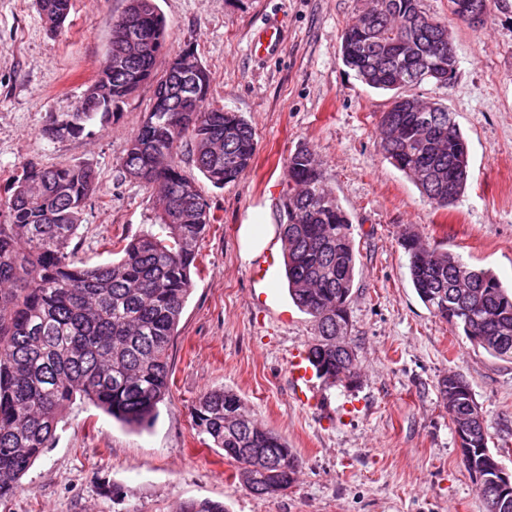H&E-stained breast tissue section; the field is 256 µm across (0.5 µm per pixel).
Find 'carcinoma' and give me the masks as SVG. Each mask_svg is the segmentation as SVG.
I'll return each mask as SVG.
<instances>
[{"mask_svg":"<svg viewBox=\"0 0 512 512\" xmlns=\"http://www.w3.org/2000/svg\"><path fill=\"white\" fill-rule=\"evenodd\" d=\"M50 28L64 25L73 0H38ZM375 16L349 22L342 34L344 65L367 86L391 93L379 120V148L439 208L454 206L469 177L468 146L448 107L398 112L394 100L425 83L448 62L445 22L425 14L420 0H372ZM106 59L87 87L84 111L67 112L44 130L50 138L92 133L117 118L143 85L153 102L119 158L123 175L158 198L139 233L115 242L117 258L86 267L72 242L97 188L89 167L29 162L0 197V502L51 447L58 424L76 399L113 419L147 427L170 390L169 350L198 268V244L216 217L195 179L181 168L191 147L197 169L221 188L252 165V125L212 100L209 70L176 68L158 75L166 58L165 21L154 0H128L112 22ZM292 192L280 224L288 294L310 315L308 345L318 375L357 367L354 350H336L348 329L347 303L356 275L350 220L313 153L300 147L285 163ZM399 244L412 285L431 312L490 355L512 360V290L490 271L421 242L409 229ZM452 424L469 421V451L461 463L479 488L484 512H512V498L484 480L491 437L469 383L453 374L439 382ZM193 424L219 448L252 494L290 487L299 460L288 441L253 420L241 398L211 389L192 408ZM174 512H225L210 500L178 504Z\"/></svg>","mask_w":512,"mask_h":512,"instance_id":"carcinoma-1","label":"carcinoma"}]
</instances>
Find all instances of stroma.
Masks as SVG:
<instances>
[{
    "label": "stroma",
    "mask_w": 512,
    "mask_h": 512,
    "mask_svg": "<svg viewBox=\"0 0 512 512\" xmlns=\"http://www.w3.org/2000/svg\"><path fill=\"white\" fill-rule=\"evenodd\" d=\"M369 0H155L171 50L193 47L210 70L214 100L252 125V167L214 187L188 150L180 165L195 178L217 221L200 246V270L169 350L171 392L154 424L123 427L78 401L52 448L0 512H174L183 501L223 502L226 512H483L461 464L439 382L462 375L487 421L490 448L512 470V360L492 357L421 302L398 244L414 227L430 245L491 269L512 284V0L483 24L421 0L447 22L457 57L448 86L426 83L421 98L453 112L469 148L466 191L440 209L386 160L378 122L389 97L342 63L349 20ZM126 0H74L65 25L50 30L37 0H0V196L28 161L93 168L77 256L109 261L107 238L141 230L155 198L118 167L153 89H138L118 120L93 134L48 139L53 119L72 111L94 79ZM277 20L283 46L257 58L251 35ZM317 157L348 213L357 251L348 336L360 379L353 387L316 379L319 403L292 396L288 360L306 347L313 320L288 296L279 222L289 192L285 162L298 147ZM254 225L274 258L258 279L242 257L240 231ZM236 392L258 423L281 434L300 461L287 490L259 497L235 467L207 447L191 408L205 391Z\"/></svg>",
    "instance_id": "stroma-1"
}]
</instances>
